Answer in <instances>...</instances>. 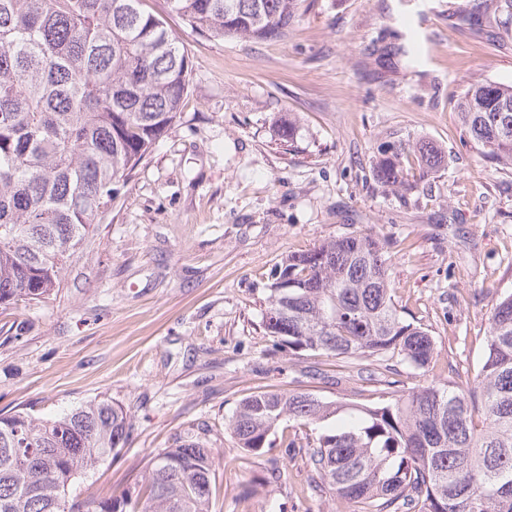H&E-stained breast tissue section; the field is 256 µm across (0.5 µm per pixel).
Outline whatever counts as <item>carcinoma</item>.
<instances>
[{
  "instance_id": "carcinoma-1",
  "label": "carcinoma",
  "mask_w": 512,
  "mask_h": 512,
  "mask_svg": "<svg viewBox=\"0 0 512 512\" xmlns=\"http://www.w3.org/2000/svg\"><path fill=\"white\" fill-rule=\"evenodd\" d=\"M143 0H0V308L42 302L91 225L179 116L192 68ZM304 0H168L213 37L280 38ZM469 13L512 18V0H468ZM512 85L476 79L458 112L483 155L512 168ZM423 171L434 143L408 146ZM404 148L373 168L383 186L410 187ZM390 259L371 230L326 239L276 268L265 300L269 335L299 354L348 364L399 357L426 369L434 341L392 298ZM277 315V321L269 319ZM315 434L312 488L363 512H512V293L492 299L486 356L460 385L448 380L370 405L308 392L260 391L229 428L259 457L284 422ZM122 406L94 399L52 418L0 416V512H60L71 483L125 446ZM219 451L183 440L149 455L136 497L72 501L68 512H210Z\"/></svg>"
}]
</instances>
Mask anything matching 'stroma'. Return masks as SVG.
Here are the masks:
<instances>
[{
  "label": "stroma",
  "instance_id": "35a3bbf8",
  "mask_svg": "<svg viewBox=\"0 0 512 512\" xmlns=\"http://www.w3.org/2000/svg\"><path fill=\"white\" fill-rule=\"evenodd\" d=\"M192 65L181 114L63 273L56 295L0 309V414L53 417L94 398L121 405L129 440L69 494L119 496L151 452L206 436L223 453L211 512H329L296 445L245 457L228 426L259 391L377 402L466 377L486 352L489 289L512 292V169L469 143L456 103L472 79L512 85L502 20L466 0H304L282 39L214 38L167 0H144ZM299 124L294 148L278 138ZM447 162L411 190L377 183L382 150L419 139ZM373 229L401 316L435 342L428 369L369 359L358 377L266 333L265 288L282 258Z\"/></svg>",
  "mask_w": 512,
  "mask_h": 512
}]
</instances>
